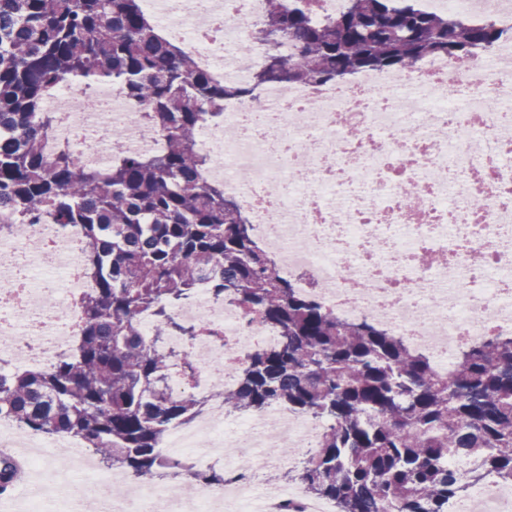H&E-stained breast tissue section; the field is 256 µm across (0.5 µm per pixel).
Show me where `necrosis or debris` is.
<instances>
[{"label":"necrosis or debris","instance_id":"necrosis-or-debris-1","mask_svg":"<svg viewBox=\"0 0 512 512\" xmlns=\"http://www.w3.org/2000/svg\"><path fill=\"white\" fill-rule=\"evenodd\" d=\"M164 36L215 77L243 84L264 63L262 47L238 51L265 12L266 0H141ZM58 116L42 147L46 157L71 148L80 167L103 170L127 154L162 150L160 131L111 83L86 90L67 82L45 98ZM121 139H113L114 131ZM205 176L253 224L281 274L302 293L351 322L378 321L423 350L443 373L465 347L512 336V48L471 60L434 57L413 69L364 73L343 84L269 86L252 100H228L219 121L196 138ZM84 236L74 225L43 221L23 237L0 234V362L47 367L80 332L79 298L94 281L82 268ZM178 318L215 325L210 337L171 336L189 353L193 381L171 367L172 393L192 388L206 405L197 418L167 429L165 455L206 466L224 449L226 482L182 500L180 478L137 483L112 512H334L300 489L268 484V466L287 467L277 448L307 454L320 423L275 405L244 419L226 417L219 392L235 382L248 355L278 344L276 332L215 302L200 281ZM210 447H203V440ZM0 447L38 463L72 448L68 435L18 432L0 419ZM64 461L66 486L111 489L119 475L100 472L88 449ZM251 457L249 476L236 467ZM512 489L482 482L451 512H505Z\"/></svg>","mask_w":512,"mask_h":512}]
</instances>
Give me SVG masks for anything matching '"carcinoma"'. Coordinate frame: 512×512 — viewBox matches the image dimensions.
<instances>
[{"mask_svg":"<svg viewBox=\"0 0 512 512\" xmlns=\"http://www.w3.org/2000/svg\"><path fill=\"white\" fill-rule=\"evenodd\" d=\"M314 0H266L255 32L264 65L229 84L163 36L141 0H0V217L11 232L51 217L77 224L85 270L97 282L81 299L72 350L50 369L0 367V417L26 431L63 434L131 479L178 474L222 485L224 470L199 471L159 448L168 427L206 400L163 386L176 365L191 380L186 352L170 335L197 336L175 309L210 275L217 300L274 329L280 342L252 352L220 399L230 414L273 405L325 422L317 451L296 470L304 492L336 512H448V502L493 474L512 483V337L469 349L450 373L370 321L348 322L301 294L260 247L253 225L224 188L204 179L195 149L201 121L224 101L248 100L275 84L336 83L366 70H407L422 60L476 58L512 35L494 17L470 20L419 0H344L322 21ZM296 47L281 51L284 42ZM105 79L166 137L153 157H127L105 173L80 169L64 150L44 157L47 92L73 79ZM158 322L153 341L138 313ZM467 464L448 467V455Z\"/></svg>","mask_w":512,"mask_h":512,"instance_id":"1","label":"carcinoma"}]
</instances>
